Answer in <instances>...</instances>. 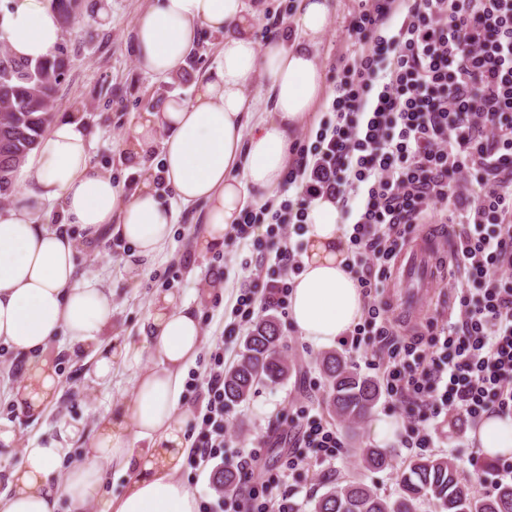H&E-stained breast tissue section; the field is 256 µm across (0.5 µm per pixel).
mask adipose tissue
I'll use <instances>...</instances> for the list:
<instances>
[{
    "label": "adipose tissue",
    "mask_w": 512,
    "mask_h": 512,
    "mask_svg": "<svg viewBox=\"0 0 512 512\" xmlns=\"http://www.w3.org/2000/svg\"><path fill=\"white\" fill-rule=\"evenodd\" d=\"M0 10V39L16 58L51 56L63 39L51 0H8ZM329 15L328 0H301L300 40L266 44L255 38L256 11L244 0H158L134 20L136 60L146 73H179L199 28L223 34V63L201 81L193 99H170L161 111L138 118L122 148L143 172L133 193L91 161L90 134L81 113L59 114L14 174L18 199L0 207V344L28 355L23 382L14 389L17 407L37 415L55 400L60 381L44 353L58 335L69 336L94 360L98 383L116 366L137 368L131 401L103 416L95 439L73 462L63 482L52 479L69 455L71 428L23 448L9 473L10 493L0 494V512H84L100 497L103 467L135 475L112 512H198L191 490L178 480L188 451L175 416L187 364L204 344L200 320L175 296H155L138 343L112 345V298L94 278L77 275V248L66 232L77 225L87 240L116 226L135 249L137 261H152L168 247L175 222L158 197L163 180L185 206H206L207 232L200 251L222 247L231 224L248 201L264 202L283 180L289 134L324 90L315 48ZM268 96L272 110L254 127L246 119L249 89ZM162 147V169L148 163ZM304 235V270L289 297L291 321L315 347L336 343L363 312V300L345 267L346 243L338 212L317 203ZM155 361L141 370L144 358ZM472 438L489 461L512 456V417L486 416ZM148 450L137 453L135 445Z\"/></svg>",
    "instance_id": "obj_1"
}]
</instances>
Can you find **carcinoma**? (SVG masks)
<instances>
[{
	"label": "carcinoma",
	"mask_w": 512,
	"mask_h": 512,
	"mask_svg": "<svg viewBox=\"0 0 512 512\" xmlns=\"http://www.w3.org/2000/svg\"><path fill=\"white\" fill-rule=\"evenodd\" d=\"M60 25L68 33L94 15L97 3L88 0H53ZM67 71L63 48L46 60L21 62L0 47V195L13 185V174L35 148L50 125L47 119L58 87ZM283 336L273 316L253 325L245 337L240 357L224 373V406L248 400L260 382L280 384L290 366L281 353ZM328 407L339 419L364 418L380 397L378 383L354 371L344 358L329 352L322 356ZM361 467L382 471L394 467L392 455L381 448H359ZM225 494L238 489L237 473L226 467L215 478ZM399 490L385 495L362 479L336 482L312 503L310 512H417L421 501L435 512H512V484H502L487 495L473 496L462 482L454 459L417 456L398 471Z\"/></svg>",
	"instance_id": "cac0c4a2"
}]
</instances>
